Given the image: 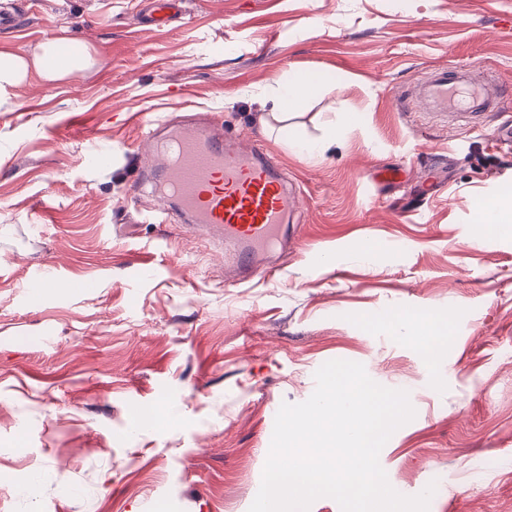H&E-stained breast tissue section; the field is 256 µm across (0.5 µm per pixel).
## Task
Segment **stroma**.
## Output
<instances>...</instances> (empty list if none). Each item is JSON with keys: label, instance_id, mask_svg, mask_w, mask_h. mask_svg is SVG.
I'll use <instances>...</instances> for the list:
<instances>
[{"label": "stroma", "instance_id": "obj_1", "mask_svg": "<svg viewBox=\"0 0 512 512\" xmlns=\"http://www.w3.org/2000/svg\"><path fill=\"white\" fill-rule=\"evenodd\" d=\"M150 2L6 0L0 50L65 32L98 63L0 101V512H248L278 409L330 360L408 392L379 455L397 492L512 512V223L476 222L512 198V148L503 116L419 96L464 67L512 88V0H181L153 29ZM300 72L319 84L287 137L262 130ZM190 112L300 196L275 279L231 287L211 230L143 222V124ZM331 128L321 154L288 146ZM43 265L58 284L29 297ZM416 311L447 319L444 346L400 324Z\"/></svg>", "mask_w": 512, "mask_h": 512}]
</instances>
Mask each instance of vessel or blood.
<instances>
[{"mask_svg":"<svg viewBox=\"0 0 512 512\" xmlns=\"http://www.w3.org/2000/svg\"><path fill=\"white\" fill-rule=\"evenodd\" d=\"M427 97L451 112H503L512 93L503 86L438 73ZM161 159L164 199L187 223L214 230L224 242V267L233 283L269 269L276 252L295 234L288 218L300 203L277 167L259 149H246L214 125L173 127L155 143Z\"/></svg>","mask_w":512,"mask_h":512,"instance_id":"obj_1","label":"vessel or blood"}]
</instances>
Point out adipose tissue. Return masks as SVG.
Instances as JSON below:
<instances>
[{
    "mask_svg": "<svg viewBox=\"0 0 512 512\" xmlns=\"http://www.w3.org/2000/svg\"><path fill=\"white\" fill-rule=\"evenodd\" d=\"M69 43L68 37L60 36L29 52L0 51V94H6L8 88L25 82L33 74L43 82L53 83L96 64L90 46L80 42L74 44L75 51L68 59H60V47ZM317 81L316 75L307 74L280 83L272 99V110L260 116V124L267 127L275 123L280 131H287L289 102L303 104Z\"/></svg>",
    "mask_w": 512,
    "mask_h": 512,
    "instance_id": "obj_1",
    "label": "adipose tissue"
}]
</instances>
